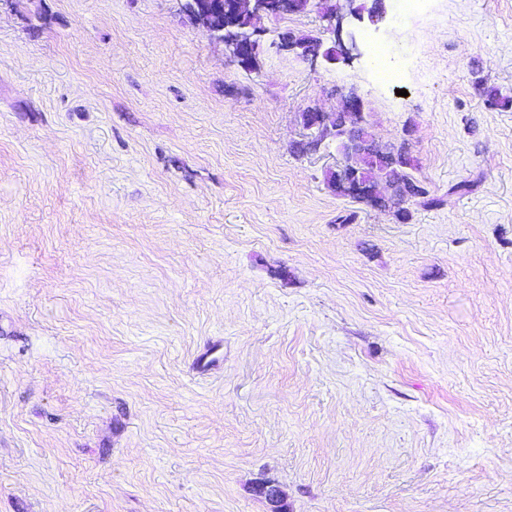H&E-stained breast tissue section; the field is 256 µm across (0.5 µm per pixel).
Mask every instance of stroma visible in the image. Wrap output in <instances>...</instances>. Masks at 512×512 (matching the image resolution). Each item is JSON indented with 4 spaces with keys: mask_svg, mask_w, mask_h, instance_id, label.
Returning a JSON list of instances; mask_svg holds the SVG:
<instances>
[{
    "mask_svg": "<svg viewBox=\"0 0 512 512\" xmlns=\"http://www.w3.org/2000/svg\"><path fill=\"white\" fill-rule=\"evenodd\" d=\"M383 6L248 70L180 0H0V512H512V0ZM352 88L441 206L295 153ZM354 1L337 0L336 4H333L323 15V19L327 22V31H330L335 37L334 48L327 49L321 53L322 42H319L314 47L307 42H317L318 38L309 37L302 39L305 43H289L288 40L281 39L275 46L276 51L294 53L312 62L316 61L320 55L330 60H336L338 56H342L344 60L352 58V51L356 50V42L350 37V47H347L342 40L341 33L343 30V20L346 15L354 13ZM336 41L338 42L339 51H336ZM343 187H347L352 195L361 199L363 203L373 209H381V198L383 193L380 191L379 185L360 186L354 181V177H350V172L344 168L340 175Z\"/></svg>",
    "mask_w": 512,
    "mask_h": 512,
    "instance_id": "1",
    "label": "stroma"
}]
</instances>
